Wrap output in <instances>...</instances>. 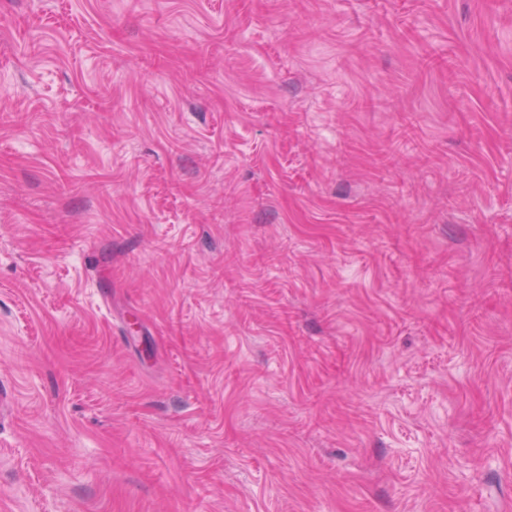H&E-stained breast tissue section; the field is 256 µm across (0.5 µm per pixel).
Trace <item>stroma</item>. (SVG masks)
Segmentation results:
<instances>
[{
    "label": "stroma",
    "mask_w": 512,
    "mask_h": 512,
    "mask_svg": "<svg viewBox=\"0 0 512 512\" xmlns=\"http://www.w3.org/2000/svg\"><path fill=\"white\" fill-rule=\"evenodd\" d=\"M0 512H512V0H0Z\"/></svg>",
    "instance_id": "35a3bbf8"
}]
</instances>
